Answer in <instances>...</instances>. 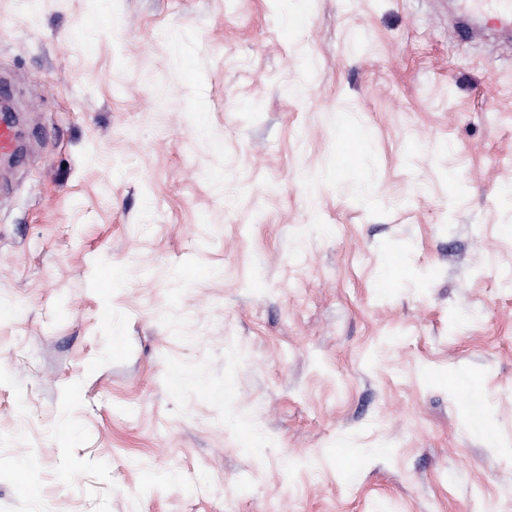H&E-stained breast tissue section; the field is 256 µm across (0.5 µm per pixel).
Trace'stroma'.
Returning a JSON list of instances; mask_svg holds the SVG:
<instances>
[{"instance_id":"1","label":"stroma","mask_w":512,"mask_h":512,"mask_svg":"<svg viewBox=\"0 0 512 512\" xmlns=\"http://www.w3.org/2000/svg\"><path fill=\"white\" fill-rule=\"evenodd\" d=\"M486 18L0 0V512H512V31ZM17 151V132L6 114L0 118V157L11 159Z\"/></svg>"}]
</instances>
